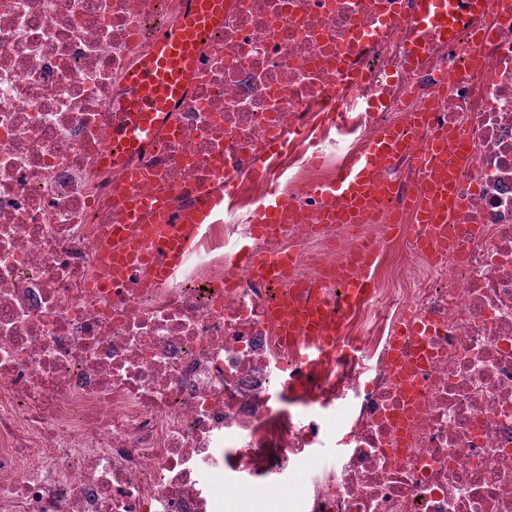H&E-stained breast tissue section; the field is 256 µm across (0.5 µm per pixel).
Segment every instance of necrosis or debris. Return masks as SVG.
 <instances>
[{
    "label": "necrosis or debris",
    "instance_id": "necrosis-or-debris-1",
    "mask_svg": "<svg viewBox=\"0 0 512 512\" xmlns=\"http://www.w3.org/2000/svg\"><path fill=\"white\" fill-rule=\"evenodd\" d=\"M190 7L0 0V512H222L230 488L279 490L331 431L345 451L313 471L301 512H512V0H490L451 46L416 34L417 0H224L151 137L106 159L131 75ZM434 126L469 150L452 247L408 243L418 284L376 298L378 336L350 334L328 284L336 347L310 360L273 307L413 223ZM387 127L403 144L371 178L390 195L359 228L324 223L338 201L312 184ZM276 180L285 204L265 226ZM118 193L178 216L210 202L216 218L173 275L156 277L155 247L117 279L111 227L137 241L165 227ZM238 236L293 251L290 279L236 265L224 247ZM291 391L335 416H293Z\"/></svg>",
    "mask_w": 512,
    "mask_h": 512
}]
</instances>
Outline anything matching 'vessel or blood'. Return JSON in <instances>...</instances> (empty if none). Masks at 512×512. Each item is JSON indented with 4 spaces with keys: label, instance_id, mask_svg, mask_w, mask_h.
Returning a JSON list of instances; mask_svg holds the SVG:
<instances>
[{
    "label": "vessel or blood",
    "instance_id": "b4317fda",
    "mask_svg": "<svg viewBox=\"0 0 512 512\" xmlns=\"http://www.w3.org/2000/svg\"><path fill=\"white\" fill-rule=\"evenodd\" d=\"M485 0H419L415 25L422 31H435L438 37L452 39L465 28L469 17L482 11ZM224 16L222 0H196L188 22L178 30H163L155 38V50L132 75L135 88L132 98L121 104V111L130 115L124 131L126 147H136L148 135L157 121L158 113L182 93L186 78L195 68L200 37L215 29ZM447 132H439L429 143L425 163L432 171L427 185L415 196L412 208L416 222L409 225L408 236L419 246L430 243L447 231L448 212L452 207L453 182L461 155L448 147ZM397 141L391 130L382 131L366 151L350 160L329 184L313 185L321 195L336 197L342 203L333 217L340 224H354L381 196V188L371 187L369 170L387 164ZM193 225H183L181 232L168 237L162 247L168 253L169 264L160 269V276L170 275L184 253L194 246ZM235 262L260 278H285L292 268L290 255L264 253L254 246L242 245L234 254ZM336 277L344 287L352 306H359L375 286L372 264L365 257H355L336 269ZM275 318L284 337L305 336L311 357L321 356L327 335L333 334L324 301L312 300L296 307L276 310Z\"/></svg>",
    "mask_w": 512,
    "mask_h": 512
}]
</instances>
